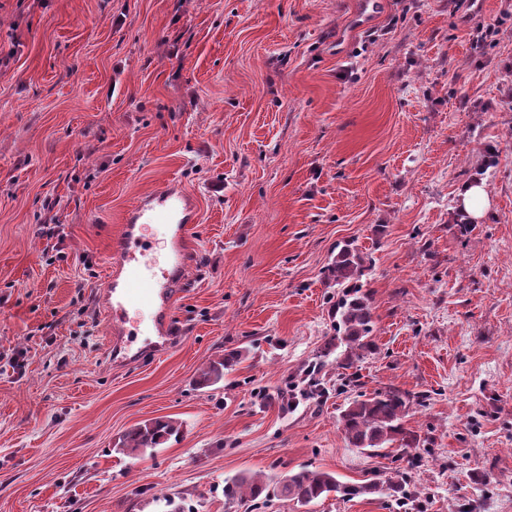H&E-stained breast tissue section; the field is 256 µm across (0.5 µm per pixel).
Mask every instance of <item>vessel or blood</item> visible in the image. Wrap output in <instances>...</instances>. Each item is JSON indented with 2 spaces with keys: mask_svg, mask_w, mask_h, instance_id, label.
<instances>
[{
  "mask_svg": "<svg viewBox=\"0 0 512 512\" xmlns=\"http://www.w3.org/2000/svg\"><path fill=\"white\" fill-rule=\"evenodd\" d=\"M196 221L189 194L171 183L127 211L123 230L112 241L118 265L103 289L113 353L132 351L133 327L143 319L159 337L169 338L172 307L193 257Z\"/></svg>",
  "mask_w": 512,
  "mask_h": 512,
  "instance_id": "1",
  "label": "vessel or blood"
}]
</instances>
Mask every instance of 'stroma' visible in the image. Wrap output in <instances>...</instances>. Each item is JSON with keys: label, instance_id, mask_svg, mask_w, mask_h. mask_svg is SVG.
<instances>
[{"label": "stroma", "instance_id": "35a3bbf8", "mask_svg": "<svg viewBox=\"0 0 512 512\" xmlns=\"http://www.w3.org/2000/svg\"><path fill=\"white\" fill-rule=\"evenodd\" d=\"M0 0V512H399L390 498L224 501L225 479L407 472L420 512H512V0ZM484 181L469 230L458 188ZM174 180L198 208L162 355L114 368L99 291L123 214ZM369 262L358 386L281 412L324 359L337 245ZM246 358L209 388L225 350ZM20 367H10L11 358ZM425 395L410 458L341 411ZM180 433L115 451L134 425ZM246 350L235 349L224 353V357L211 361L208 366L202 369L196 379L199 388L214 386L224 380V376L239 363ZM180 424L172 418H156L138 424L128 430L117 445L127 455L145 454L164 444L172 435L178 434Z\"/></svg>", "mask_w": 512, "mask_h": 512}]
</instances>
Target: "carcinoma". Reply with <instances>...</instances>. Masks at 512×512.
I'll return each mask as SVG.
<instances>
[{
	"label": "carcinoma",
	"mask_w": 512,
	"mask_h": 512,
	"mask_svg": "<svg viewBox=\"0 0 512 512\" xmlns=\"http://www.w3.org/2000/svg\"><path fill=\"white\" fill-rule=\"evenodd\" d=\"M328 286L338 288L333 304L332 340L344 345V366L350 368L364 354L376 350L371 339L374 330L369 292L365 291V267L362 258L348 245L339 248L332 262L324 270ZM244 350L235 349L224 357L212 361L202 369L196 379L200 388L214 386L239 363ZM324 363L314 362L303 369L300 395L295 389L285 388L277 392V400L284 411L292 409L297 397L308 400L323 398L328 389L322 376ZM425 397L398 389L376 390L353 400L341 411L339 423L348 446L362 451L384 454V450L398 445L401 450L417 448L421 435L404 426V419L414 404L424 403ZM180 424L168 418H156L138 424L128 430L118 442L119 448L128 455L144 454L164 444L172 435L179 433ZM407 473L398 471L396 476L383 482L366 485L344 483L336 474L301 468L279 480L263 481L255 476L241 474L226 480L224 499L228 504H241L262 498L269 501L283 497L299 506L334 493L343 498L363 493H380L396 501L410 497L406 489Z\"/></svg>",
	"instance_id": "carcinoma-1"
}]
</instances>
